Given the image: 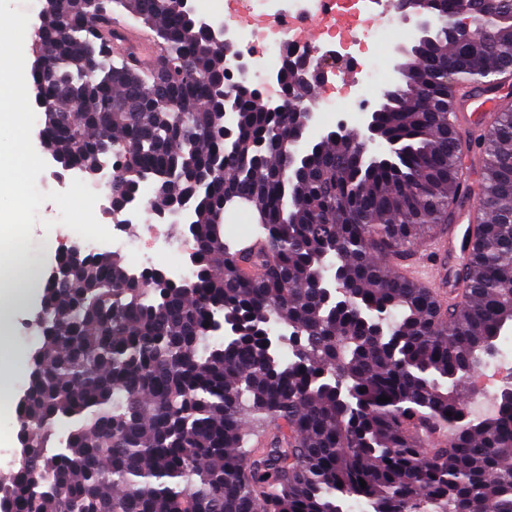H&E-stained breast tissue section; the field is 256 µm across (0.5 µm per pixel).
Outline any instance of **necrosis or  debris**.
I'll list each match as a JSON object with an SVG mask.
<instances>
[{
    "mask_svg": "<svg viewBox=\"0 0 512 512\" xmlns=\"http://www.w3.org/2000/svg\"><path fill=\"white\" fill-rule=\"evenodd\" d=\"M250 7L259 17H275L282 23L289 20L296 25L319 12L329 18L344 16V26L333 28L330 38L314 47L313 56L330 60L329 72L336 76L342 75L345 69H354V90L334 99H317L312 104L314 111L331 114L365 110L383 87V66L376 64L364 69L359 67L357 58L368 44L384 41L386 27L399 25L391 0H251ZM374 13L384 18L385 27H358V17ZM229 36L249 57L254 83L267 97L277 96L271 77L280 72L287 54L300 51L299 34L289 32L282 25L278 28L236 25ZM177 226L174 219L165 224L154 223L152 215L142 212L113 225L115 240L109 247L128 258L132 272L161 268L171 278L183 279L187 276L186 267L169 264L168 259L190 254L193 243L178 233Z\"/></svg>",
    "mask_w": 512,
    "mask_h": 512,
    "instance_id": "1",
    "label": "necrosis or debris"
}]
</instances>
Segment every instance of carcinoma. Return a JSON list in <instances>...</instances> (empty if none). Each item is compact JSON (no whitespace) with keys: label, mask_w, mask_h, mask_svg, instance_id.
Here are the masks:
<instances>
[{"label":"carcinoma","mask_w":512,"mask_h":512,"mask_svg":"<svg viewBox=\"0 0 512 512\" xmlns=\"http://www.w3.org/2000/svg\"><path fill=\"white\" fill-rule=\"evenodd\" d=\"M425 5L433 39L402 63L405 85L379 118L400 152L370 167L352 136L330 133L291 179L279 135L292 115L267 111L258 91L240 92L224 142L227 63L183 0L46 10L34 52L51 64L32 74L43 147L89 176L114 161L120 196L152 180L153 209L191 207L195 247L192 276L171 286L116 253L46 284L0 512H349L352 500L363 512H512V382L495 414L468 409L471 373L512 323L511 108L484 136L457 300L386 267L471 196L455 94L512 73V0H495L490 39L470 0ZM115 8L152 32L157 64L136 70ZM230 195L256 218L250 243L224 240ZM323 256L338 261L345 305L319 287ZM364 308L392 317V335L375 336ZM216 316L240 333L212 341ZM275 322L297 333L288 359L263 345ZM254 422L268 428L260 448L247 447Z\"/></svg>","instance_id":"cac0c4a2"}]
</instances>
